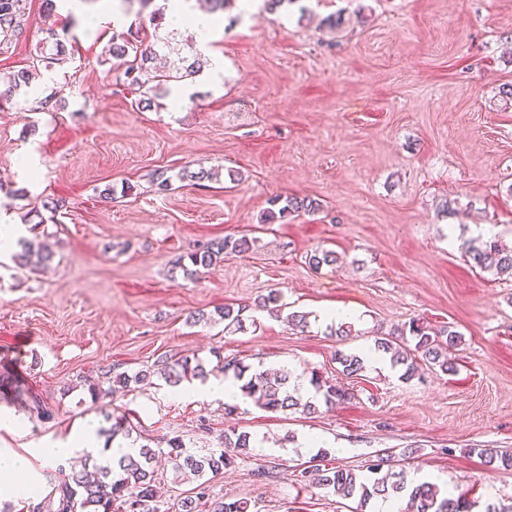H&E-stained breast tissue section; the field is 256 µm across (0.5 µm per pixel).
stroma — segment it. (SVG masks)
<instances>
[{
    "label": "stroma",
    "instance_id": "35a3bbf8",
    "mask_svg": "<svg viewBox=\"0 0 512 512\" xmlns=\"http://www.w3.org/2000/svg\"><path fill=\"white\" fill-rule=\"evenodd\" d=\"M221 12L213 45L221 84L199 73L169 83L151 109L108 54L113 35L139 31V0H91L83 10L24 0L21 38L0 45V74L38 62L45 29L72 35L68 65L0 102V225L46 241L45 267L0 251V406L22 415L0 448L69 441L90 420L127 418L139 443L180 437L199 455L224 432L251 434L247 458L209 482L176 481L164 465L161 500L209 512L248 499L258 512H354L355 502L296 481L318 452L364 473L389 452L405 476H429L474 500L473 512H512V469L480 449L512 452V278L464 261V240L512 245V0H288L277 11ZM99 17L95 31L87 14ZM183 103H176V94ZM55 96L57 112L37 111ZM216 169L221 177L159 194L155 170ZM111 197H104V188ZM296 196L317 209L264 223L270 201ZM57 223L28 222L47 200ZM252 239L185 276L176 260L195 244ZM317 249L338 261L310 267ZM309 313L306 328L258 310L270 291ZM246 306L257 324L228 333L217 314ZM356 312L347 340L317 316ZM422 318L453 324L456 373L404 381L387 366L342 373L336 352L360 353ZM163 355L292 367L339 383L350 399L312 416L245 403L179 400L160 377L94 404L84 385L99 367L135 373ZM46 396L51 419L26 417L15 389ZM272 478L256 480L258 467Z\"/></svg>",
    "mask_w": 512,
    "mask_h": 512
}]
</instances>
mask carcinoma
Masks as SVG:
<instances>
[{
	"label": "carcinoma",
	"mask_w": 512,
	"mask_h": 512,
	"mask_svg": "<svg viewBox=\"0 0 512 512\" xmlns=\"http://www.w3.org/2000/svg\"><path fill=\"white\" fill-rule=\"evenodd\" d=\"M23 0H0V31L19 38L24 33ZM48 42L52 44L53 60L57 64L67 63L68 54L60 34L53 28L47 29ZM168 42L157 33H146L132 41L123 35L112 36L108 55L122 61L125 65L124 75L128 86L135 91H142L138 104L151 107V101L164 89L166 82L179 79L180 71L190 74L200 72L206 61L202 54H196L194 61L186 68L172 67L167 73L155 72L152 81L143 79L148 73L150 63L158 59L160 54L168 52ZM38 76L36 67L20 69L7 78L8 92L12 93L22 87H28ZM282 200L275 199V202ZM284 205L278 212L270 211L264 216L268 223L291 212L311 209L315 203L296 197L283 200ZM247 237H226L217 243H210L194 249L188 254L192 266L207 267L216 262L217 257L224 253H244L249 251ZM468 262L484 273L498 278L512 271V246L498 240H482L477 237L470 240L464 250ZM53 257L50 246L38 239L27 240L22 244V251L13 255L18 264L36 263L44 265ZM247 307L236 309L226 306L219 311L224 321V331L236 332L245 328V312ZM461 343V335L450 324L440 327L433 326L423 319H414L396 333V338H382L375 342L377 351L388 356L390 367L401 371L400 378L412 379L420 368L444 374L454 371V363L448 360V354L456 350ZM220 363L219 372L229 376L237 385L242 399H250L256 405L275 412L299 411L304 415L315 414L320 405L331 407L340 400L350 397V393L330 383L317 374H311L310 384L314 387V395L303 398L299 387L290 383L291 372L281 370L272 373L266 369H252L237 361L223 362L220 352H214ZM342 372L356 375L364 368L365 359L355 353L336 354ZM153 366L161 370V377L173 386L179 385L190 377L206 378L202 359L188 357L172 359L161 357ZM151 375V369L141 370L133 375L118 372L108 366L99 370L97 380L87 385L92 400L100 401L112 396L117 386L129 388L137 385ZM19 397L31 416L46 420L52 417L53 410L44 399L33 393H21ZM133 427L120 420L112 423L109 429L99 428V436L106 437L105 445L116 439L120 434L129 436ZM251 448L250 436L236 429L224 431V446L215 448L205 456L192 453L180 437L167 441V448L154 449L147 444L130 447L112 464L95 467L93 473L84 470L67 469L58 466L55 473L49 476L48 486L29 498L25 505L26 512H161L157 504L156 482L158 473L155 470L156 460L165 455L175 461L176 472L189 474L200 480L199 498L207 495L206 482L203 477L208 474L218 475L225 468L235 464L236 458L248 455ZM311 465L304 467L297 477L307 481L309 474L317 475L315 486L327 493H338L346 499L357 501L355 512H363L371 500H387L403 493L409 495L416 512H472L473 503L464 494L454 497L440 489L436 484L424 481L411 488L407 487L402 473L393 472V460L390 455H379L366 467L367 475L361 477L346 466H330L328 452L322 451L310 459ZM211 512H252L250 501L235 500L218 502Z\"/></svg>",
	"instance_id": "cac0c4a2"
}]
</instances>
